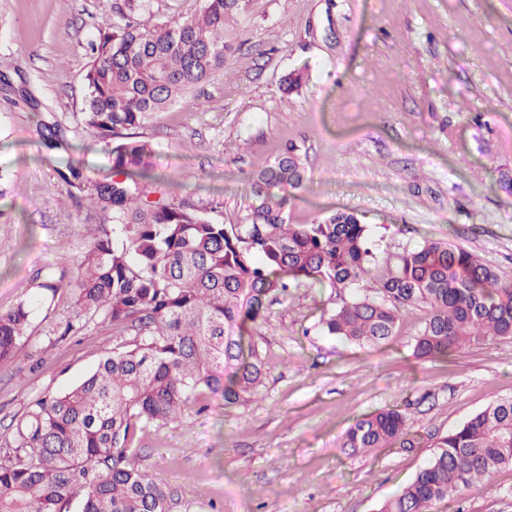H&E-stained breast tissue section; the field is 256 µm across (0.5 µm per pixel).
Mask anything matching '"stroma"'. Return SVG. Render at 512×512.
<instances>
[{
	"mask_svg": "<svg viewBox=\"0 0 512 512\" xmlns=\"http://www.w3.org/2000/svg\"><path fill=\"white\" fill-rule=\"evenodd\" d=\"M203 0H0V311L37 300L29 332L0 358V439L37 396L83 379L116 344L101 317L77 315L73 260L110 213L71 195L78 164L111 179L105 144L82 123L90 46L121 18L198 16ZM223 71L137 128L169 198L192 196L241 223L252 174L295 145L307 181L288 220L339 211L368 224L380 256L444 240L512 281V0H249L229 21ZM304 74L286 90L289 72ZM55 123L68 147L48 150ZM60 288L41 299L40 285ZM337 297L301 281L265 299L247 340L261 384L138 434L140 469L174 489L171 512H376L428 462L443 436L512 397V338L414 360L425 311L406 308L391 347L343 345L318 331ZM73 321L77 333L61 336ZM399 407L419 442L350 456L355 418ZM433 512H512V467Z\"/></svg>",
	"mask_w": 512,
	"mask_h": 512,
	"instance_id": "35a3bbf8",
	"label": "stroma"
}]
</instances>
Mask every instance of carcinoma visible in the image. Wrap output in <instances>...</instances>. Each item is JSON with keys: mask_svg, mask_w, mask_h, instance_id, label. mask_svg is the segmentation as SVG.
I'll use <instances>...</instances> for the list:
<instances>
[{"mask_svg": "<svg viewBox=\"0 0 512 512\" xmlns=\"http://www.w3.org/2000/svg\"><path fill=\"white\" fill-rule=\"evenodd\" d=\"M247 0H204L200 16L141 26L114 24L92 47L82 122L108 147L112 179L94 185L91 203L112 211V234L94 238L76 259L74 305L112 324L129 341L61 393L35 399L0 441V512H169L171 491L135 464L137 433L166 423L214 395L232 407L251 394L264 363L243 331L263 300L310 280L341 303L320 332L358 347L384 348L404 309H426L409 344L417 359L512 336V282L474 252L442 241L376 257L369 226L350 212L309 224L288 222L286 207L305 181L298 149L286 146L255 172L240 224L206 206L168 197L164 185L131 182L153 167L151 144L128 134L224 68L235 50L226 21ZM45 145H66L42 125ZM61 177L79 193L90 180L70 164ZM373 282L362 290L359 284ZM36 303L0 312V358L26 336ZM413 444L400 409L357 417L342 435L353 454ZM427 464L377 512H431L477 481L512 467V397L496 401L435 439Z\"/></svg>", "mask_w": 512, "mask_h": 512, "instance_id": "cac0c4a2", "label": "carcinoma"}]
</instances>
